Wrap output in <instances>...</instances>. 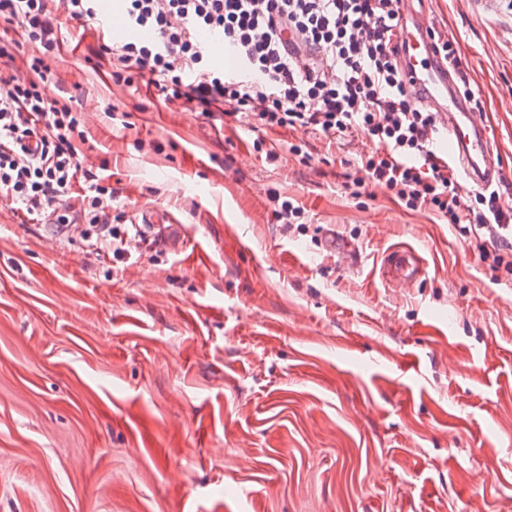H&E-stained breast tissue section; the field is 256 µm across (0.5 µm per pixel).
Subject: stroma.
<instances>
[{"label": "stroma", "instance_id": "35a3bbf8", "mask_svg": "<svg viewBox=\"0 0 512 512\" xmlns=\"http://www.w3.org/2000/svg\"><path fill=\"white\" fill-rule=\"evenodd\" d=\"M425 7L512 184V5ZM58 23L46 91L83 113L82 167L113 214L172 222L121 263L0 197V512H512V283L444 220L354 196L347 148L268 161L247 119L115 83ZM402 245L411 287L382 274ZM270 202L274 203L273 206V217L277 223L282 224L281 226L287 232H304L306 224L298 222L304 218V208L297 205L286 196H281L279 191L271 189L268 193ZM383 267L388 279L401 286H413L426 274L422 257L409 246L389 250Z\"/></svg>", "mask_w": 512, "mask_h": 512}]
</instances>
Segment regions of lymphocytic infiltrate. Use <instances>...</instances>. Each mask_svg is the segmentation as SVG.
Segmentation results:
<instances>
[{"instance_id": "f902f5d3", "label": "lymphocytic infiltrate", "mask_w": 512, "mask_h": 512, "mask_svg": "<svg viewBox=\"0 0 512 512\" xmlns=\"http://www.w3.org/2000/svg\"><path fill=\"white\" fill-rule=\"evenodd\" d=\"M123 2L127 25L156 37L115 45L97 37L93 52L109 59L113 79L135 72L165 101H182L207 119L246 117L259 132L301 130L329 146L364 141L357 164L370 185L406 210L436 213L476 245L481 262L512 281V208L498 188L466 203L452 166L435 152L436 114L416 102L402 63L403 0ZM0 20L17 24L38 49L21 74L8 45H0V196L21 204L33 220H50L60 237L93 225L88 242L95 254L131 258L144 239L113 214L112 187L82 168L80 113L45 90V59L60 48L48 0H0ZM198 29L221 35L241 71L211 67L194 36ZM29 140L36 152L21 158ZM79 181L87 189L76 206Z\"/></svg>"}]
</instances>
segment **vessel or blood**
Instances as JSON below:
<instances>
[{
    "label": "vessel or blood",
    "instance_id": "vessel-or-blood-1",
    "mask_svg": "<svg viewBox=\"0 0 512 512\" xmlns=\"http://www.w3.org/2000/svg\"><path fill=\"white\" fill-rule=\"evenodd\" d=\"M428 29V24L416 19L404 25V64L408 81L423 93L446 131L437 142V151L444 159L460 162L472 182L483 186L499 182L505 173L498 148L485 128L474 122L466 101L456 93L447 65L433 53ZM200 40L223 69L238 70L235 56L224 50L221 37L204 33ZM383 267L388 279L402 286L415 285L426 274L422 257L409 246L389 250Z\"/></svg>",
    "mask_w": 512,
    "mask_h": 512
}]
</instances>
